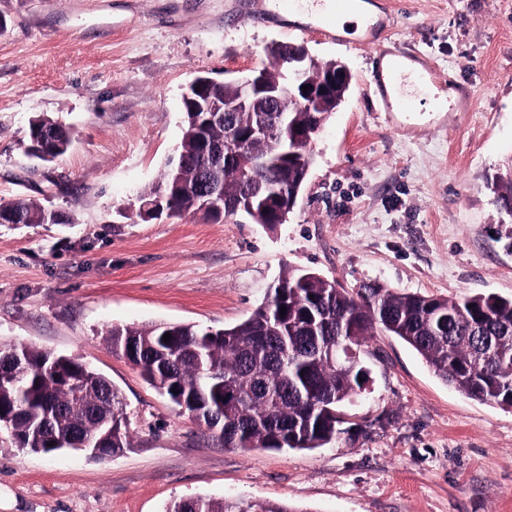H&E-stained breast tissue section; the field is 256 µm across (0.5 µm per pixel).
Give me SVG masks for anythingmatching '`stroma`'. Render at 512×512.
<instances>
[{
    "label": "stroma",
    "mask_w": 512,
    "mask_h": 512,
    "mask_svg": "<svg viewBox=\"0 0 512 512\" xmlns=\"http://www.w3.org/2000/svg\"><path fill=\"white\" fill-rule=\"evenodd\" d=\"M368 2L378 27L339 42L261 0H0V198L61 215L0 224V342L92 365L119 390L129 434L98 459L22 450L1 431L0 512H165L198 495L293 512H512V410L459 393L387 333L361 347L368 379L331 443L249 452L180 413L106 340L115 325L234 326L295 268L349 290L512 298V215L497 202L512 178V0ZM274 41L352 74L287 223L141 221L137 194L178 154L188 84L267 65ZM381 48L452 79L454 108L430 111L426 79L401 87L413 111H386ZM39 116L74 130L48 165L25 154Z\"/></svg>",
    "instance_id": "35a3bbf8"
}]
</instances>
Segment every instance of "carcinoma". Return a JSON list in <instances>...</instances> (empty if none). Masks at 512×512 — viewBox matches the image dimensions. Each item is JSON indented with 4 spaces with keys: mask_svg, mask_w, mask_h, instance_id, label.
Here are the masks:
<instances>
[{
    "mask_svg": "<svg viewBox=\"0 0 512 512\" xmlns=\"http://www.w3.org/2000/svg\"><path fill=\"white\" fill-rule=\"evenodd\" d=\"M281 107L289 112L290 129L298 135V154L287 159L278 152L275 143L283 130L279 113H264L272 133L248 145V153L267 163L248 180L237 164L201 153V134L224 146V124L200 129L197 114L184 101L178 162L141 193L138 203L163 190L169 216L195 212L197 195L174 186L177 173L190 184L203 180L223 185L228 201L249 193L264 195L285 173L288 190L303 189L300 176L312 166V141L321 113L301 112L288 100ZM29 142L38 143L53 161L69 149L72 132L42 117L32 122ZM0 208L22 224L51 221L42 204L26 198L0 199ZM281 291L283 299L274 304L265 299L231 327L203 331L183 323L115 325L107 342L115 352L134 350L130 361L147 383L179 412L195 414L224 446L243 451L313 450L330 443L340 433L336 412L362 389L358 377H366L357 350L376 329L402 339L439 379L467 397L512 410V299L478 294L450 300L398 292L377 282L351 292L302 269H291L279 279L274 294ZM166 333L171 335L167 342L162 340ZM338 343L353 352L341 370L328 354ZM15 351L27 375L19 386L0 384V426L11 430L18 448L41 453L73 449L77 436L94 443L108 421L111 448L127 447L122 397L108 378L72 357L2 343L0 373L8 369ZM166 512L294 510L239 497L217 501L196 496L171 502Z\"/></svg>",
    "mask_w": 512,
    "mask_h": 512,
    "instance_id": "1",
    "label": "carcinoma"
}]
</instances>
